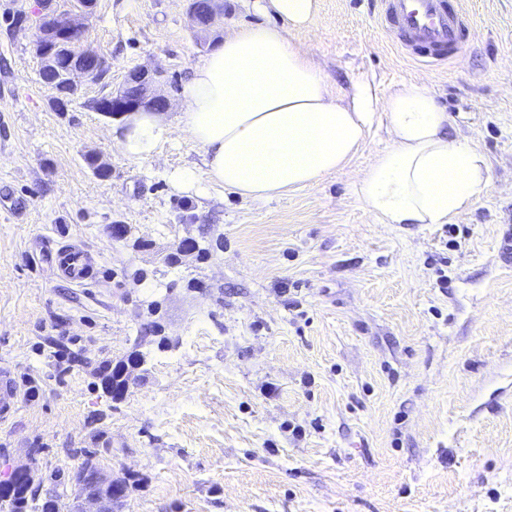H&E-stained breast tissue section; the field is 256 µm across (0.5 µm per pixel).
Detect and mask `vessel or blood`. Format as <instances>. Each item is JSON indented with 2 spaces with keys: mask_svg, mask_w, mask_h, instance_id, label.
<instances>
[{
  "mask_svg": "<svg viewBox=\"0 0 512 512\" xmlns=\"http://www.w3.org/2000/svg\"><path fill=\"white\" fill-rule=\"evenodd\" d=\"M381 26L398 28L418 62L438 65L464 48L474 23L458 0H377ZM59 275L81 286L91 280L94 267L90 254L76 245H63L53 252Z\"/></svg>",
  "mask_w": 512,
  "mask_h": 512,
  "instance_id": "1",
  "label": "vessel or blood"
}]
</instances>
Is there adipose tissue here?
<instances>
[{
  "label": "adipose tissue",
  "mask_w": 512,
  "mask_h": 512,
  "mask_svg": "<svg viewBox=\"0 0 512 512\" xmlns=\"http://www.w3.org/2000/svg\"><path fill=\"white\" fill-rule=\"evenodd\" d=\"M274 23L233 27L192 68L181 90L179 123L203 151L211 182L264 202L314 186L363 150L375 123L391 139L358 181L378 224H452L489 184L484 155L448 135V114L427 83L380 93L366 78L339 102L322 66L293 45L289 31L307 27L318 0H255ZM162 115L125 116L114 145L149 158L167 140Z\"/></svg>",
  "instance_id": "adipose-tissue-1"
}]
</instances>
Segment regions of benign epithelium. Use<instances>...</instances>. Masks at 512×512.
I'll list each match as a JSON object with an SVG mask.
<instances>
[{"label":"benign epithelium","mask_w":512,"mask_h":512,"mask_svg":"<svg viewBox=\"0 0 512 512\" xmlns=\"http://www.w3.org/2000/svg\"><path fill=\"white\" fill-rule=\"evenodd\" d=\"M92 8L93 0H76L75 10L72 12L59 13L47 6L39 15L38 34L33 42V49L46 64L52 67L61 66L57 94L63 101L78 90V77L101 80L106 75L104 58L79 48L84 20L91 14ZM128 82L136 87V94L130 97L126 89L117 90L97 102L99 111L120 116L142 109L157 112L168 109V98L158 91L165 82L160 71L134 68L128 73ZM95 480L101 487V494L88 496L86 500L96 505L94 512H106L107 498L112 496L115 487L111 477L101 471L96 472ZM15 481L33 485L31 467H13L8 479L0 481V498L6 497L12 491Z\"/></svg>","instance_id":"obj_1"}]
</instances>
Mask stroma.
<instances>
[{
	"label": "stroma",
	"mask_w": 512,
	"mask_h": 512,
	"mask_svg": "<svg viewBox=\"0 0 512 512\" xmlns=\"http://www.w3.org/2000/svg\"><path fill=\"white\" fill-rule=\"evenodd\" d=\"M460 2L475 27L439 66L370 0H320L290 34L335 94L428 80L450 135L484 154L489 187L456 223L405 225L373 223L358 194L381 126L346 168L264 203L171 189L185 167L207 182L180 92L225 31L264 22L248 0H224L205 35L186 0H97L82 46L111 69L62 109L33 51L41 0H0V370L17 388L0 475L32 465L38 500L67 503L92 448L129 480L120 512H512V0ZM135 67L162 71L171 102L143 159L91 107ZM183 239L194 251L170 261ZM65 244L92 255V282L59 277ZM147 323V362L112 401L98 373Z\"/></svg>",
	"instance_id": "obj_1"
}]
</instances>
